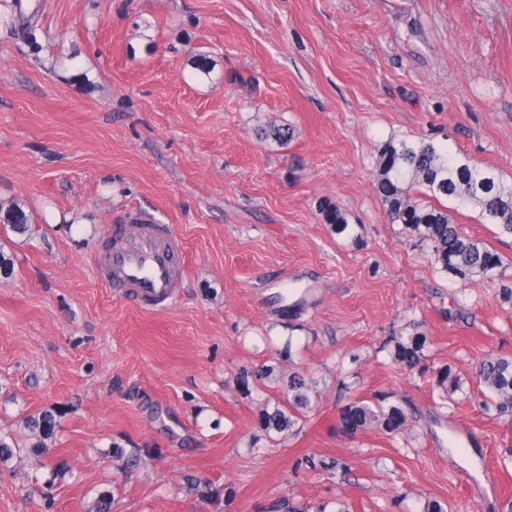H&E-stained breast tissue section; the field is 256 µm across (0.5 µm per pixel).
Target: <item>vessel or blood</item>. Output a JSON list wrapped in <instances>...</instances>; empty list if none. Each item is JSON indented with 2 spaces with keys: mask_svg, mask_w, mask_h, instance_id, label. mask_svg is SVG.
Listing matches in <instances>:
<instances>
[{
  "mask_svg": "<svg viewBox=\"0 0 512 512\" xmlns=\"http://www.w3.org/2000/svg\"><path fill=\"white\" fill-rule=\"evenodd\" d=\"M184 244L170 225L144 213L113 224L96 260L94 275L115 295L145 309L172 304L184 278Z\"/></svg>",
  "mask_w": 512,
  "mask_h": 512,
  "instance_id": "vessel-or-blood-1",
  "label": "vessel or blood"
}]
</instances>
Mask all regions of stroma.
<instances>
[{
  "label": "stroma",
  "mask_w": 512,
  "mask_h": 512,
  "mask_svg": "<svg viewBox=\"0 0 512 512\" xmlns=\"http://www.w3.org/2000/svg\"><path fill=\"white\" fill-rule=\"evenodd\" d=\"M270 124L292 139H259ZM388 141L512 180V0H0V204L33 227L0 226V512H91L103 493L112 512H502L512 425L478 371L512 356V237L449 206L502 264L443 272L376 190ZM136 210L185 247L161 311L94 275ZM417 333L421 373L383 348ZM444 365L464 382L448 397ZM294 373L311 407L267 435L263 402ZM380 394L402 432L337 431L340 407ZM46 410L38 455L26 421ZM319 211L325 224H330L336 233L347 231L349 222L346 213L331 201H323L319 204Z\"/></svg>",
  "instance_id": "1"
}]
</instances>
